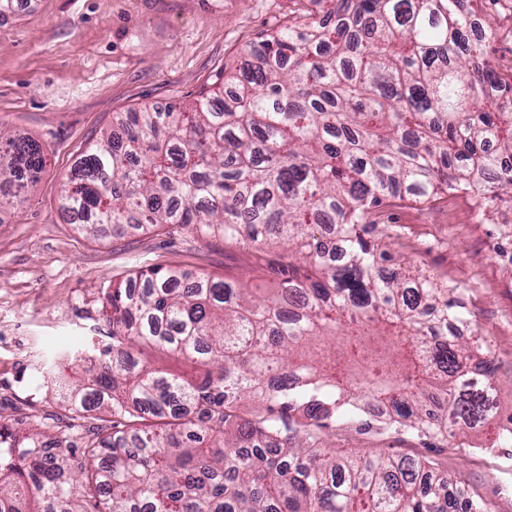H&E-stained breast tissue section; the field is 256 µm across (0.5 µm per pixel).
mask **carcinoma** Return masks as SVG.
Wrapping results in <instances>:
<instances>
[{
	"label": "carcinoma",
	"mask_w": 512,
	"mask_h": 512,
	"mask_svg": "<svg viewBox=\"0 0 512 512\" xmlns=\"http://www.w3.org/2000/svg\"><path fill=\"white\" fill-rule=\"evenodd\" d=\"M476 0H332L244 46L251 68L182 112H120L67 175L69 223L282 246L285 276L258 296L180 267L138 270L102 301L112 344L43 367L58 405L99 425L0 424V512H492L454 494L428 456L346 455L317 434L383 408L394 428L448 440L487 395L462 379L479 345L454 289L379 266L373 209L471 194L512 210V92L486 57L496 33ZM0 195L26 199L43 151L0 123ZM141 343L191 360L199 379L153 371ZM245 398L266 413L246 417ZM112 419H107V415Z\"/></svg>",
	"instance_id": "obj_1"
}]
</instances>
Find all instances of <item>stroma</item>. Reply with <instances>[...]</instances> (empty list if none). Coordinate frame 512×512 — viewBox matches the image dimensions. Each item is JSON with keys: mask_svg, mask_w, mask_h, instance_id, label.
<instances>
[{"mask_svg": "<svg viewBox=\"0 0 512 512\" xmlns=\"http://www.w3.org/2000/svg\"><path fill=\"white\" fill-rule=\"evenodd\" d=\"M497 19L488 59L512 71V14L492 0ZM316 0H0V122L37 141L45 167L16 209L0 213V424L74 419L47 393L38 373L56 349L87 340L110 343L101 318L102 288L138 269L179 265L244 287H276L277 245L264 252L195 236L136 233L121 242L92 239L66 223L67 174L115 113L141 105L186 109L247 68L243 46L288 20L317 12ZM388 250L413 273L454 288L470 328L495 348L500 414L512 413V275L493 249L498 227L482 222L471 195L420 204L393 199L378 217ZM498 416L481 431L441 447L405 430L357 433L337 425L338 453L428 456L458 487L492 512H512V447H494Z\"/></svg>", "mask_w": 512, "mask_h": 512, "instance_id": "stroma-1", "label": "stroma"}]
</instances>
